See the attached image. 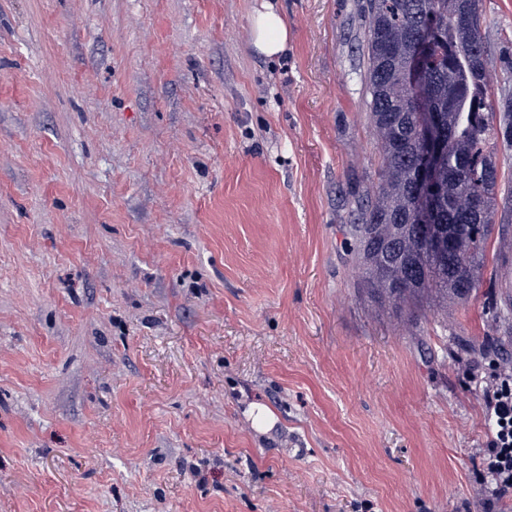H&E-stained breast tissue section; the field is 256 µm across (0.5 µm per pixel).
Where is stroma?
Instances as JSON below:
<instances>
[{"label": "stroma", "instance_id": "stroma-1", "mask_svg": "<svg viewBox=\"0 0 512 512\" xmlns=\"http://www.w3.org/2000/svg\"><path fill=\"white\" fill-rule=\"evenodd\" d=\"M263 1L0 0V512H478L512 233L447 318L358 295L364 0H271L277 59ZM250 38L257 52L274 57L288 48V23L270 3H263L251 17Z\"/></svg>", "mask_w": 512, "mask_h": 512}]
</instances>
